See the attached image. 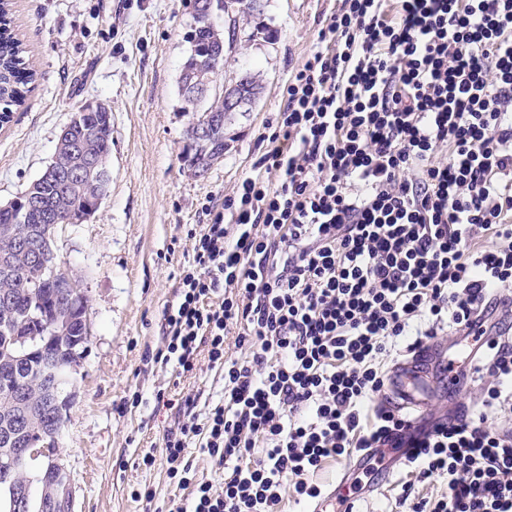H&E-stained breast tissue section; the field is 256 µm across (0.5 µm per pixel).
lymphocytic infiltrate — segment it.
I'll use <instances>...</instances> for the list:
<instances>
[{
  "label": "lymphocytic infiltrate",
  "mask_w": 512,
  "mask_h": 512,
  "mask_svg": "<svg viewBox=\"0 0 512 512\" xmlns=\"http://www.w3.org/2000/svg\"><path fill=\"white\" fill-rule=\"evenodd\" d=\"M318 39L255 171L189 229L162 312L153 362L187 374L204 354L224 372L203 415L156 394L167 475L188 486L192 446L232 467L177 512L321 497L327 460L402 436L386 365L512 297V0H341ZM494 328L466 368L479 408L422 431L408 460L446 488L407 512H512V431L493 427L512 415V323Z\"/></svg>",
  "instance_id": "1"
}]
</instances>
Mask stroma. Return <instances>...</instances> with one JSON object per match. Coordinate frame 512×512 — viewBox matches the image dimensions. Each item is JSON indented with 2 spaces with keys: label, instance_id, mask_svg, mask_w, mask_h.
<instances>
[{
  "label": "stroma",
  "instance_id": "35a3bbf8",
  "mask_svg": "<svg viewBox=\"0 0 512 512\" xmlns=\"http://www.w3.org/2000/svg\"><path fill=\"white\" fill-rule=\"evenodd\" d=\"M338 7V0H259L224 54L225 78L253 76L259 93L252 105L226 113L224 156L199 176L184 162L192 122L180 92L193 22L186 0H9L35 80L0 124V205L44 172L79 106L103 101L112 109L108 192L89 219L59 226L55 239L62 269L79 277L89 300L88 343L59 447L73 512H169L189 498L167 477L160 453L168 419L154 396L199 395L202 413L220 398L224 373L204 356L192 375L144 356L162 345V311L192 255L188 229L205 223L204 205L221 204L252 172L292 73ZM135 392L142 404L121 411ZM149 451L158 455L150 468L140 463ZM407 486L427 496L443 483L419 480L396 460L386 482L359 498L357 512H402ZM147 487L156 492L149 504L135 496Z\"/></svg>",
  "mask_w": 512,
  "mask_h": 512
}]
</instances>
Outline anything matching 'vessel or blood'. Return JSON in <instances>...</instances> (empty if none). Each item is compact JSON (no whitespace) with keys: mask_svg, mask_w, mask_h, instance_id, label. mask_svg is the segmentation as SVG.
Instances as JSON below:
<instances>
[{"mask_svg":"<svg viewBox=\"0 0 512 512\" xmlns=\"http://www.w3.org/2000/svg\"><path fill=\"white\" fill-rule=\"evenodd\" d=\"M478 350L474 336L458 340L451 356L437 355L433 347L424 345L406 358L398 361L387 377L386 397L383 406L387 411L417 421L437 389H446L454 400L463 397V386L455 372L449 371V359L456 356L472 359ZM369 455H362L347 465L348 475L341 478L327 498L317 504L313 512H353L354 503L347 498L350 473H359L371 468Z\"/></svg>","mask_w":512,"mask_h":512,"instance_id":"b4317fda","label":"vessel or blood"}]
</instances>
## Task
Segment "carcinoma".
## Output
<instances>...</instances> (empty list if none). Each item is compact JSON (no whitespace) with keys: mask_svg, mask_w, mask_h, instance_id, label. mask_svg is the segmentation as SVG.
<instances>
[{"mask_svg":"<svg viewBox=\"0 0 512 512\" xmlns=\"http://www.w3.org/2000/svg\"><path fill=\"white\" fill-rule=\"evenodd\" d=\"M236 6L233 19L219 30L200 20L187 33L190 52L183 72L196 75L224 73V44H233L240 31V21L256 9V0H217ZM34 78L33 70L24 57L21 43L11 36L6 23L4 0H0V112L8 114L21 105L28 85ZM186 111L197 120L207 113L223 116L226 106L219 98L203 100L184 93ZM111 115L87 105L76 110L64 127L65 140L72 145H89L99 163L108 164L112 150ZM224 155V121L210 127L209 137L203 141L191 138L185 154V163L191 169L211 165ZM21 204L0 209V243L10 231H38L43 225L63 222L71 211H83L93 205L95 191L66 182L61 174L44 172L19 195ZM0 290L8 292L12 304L0 306V469L7 467L11 445L7 431L25 421L29 406L18 397L22 389L28 391L36 404L46 406L52 399L48 388L34 387L40 360L50 356L60 362H77L79 350L87 341L88 304L71 300V293L62 287L60 278L50 279L39 269H17L10 273L0 270ZM71 311L72 322L66 341L49 335L45 318L58 311ZM31 336L32 357L26 367L14 370L15 335Z\"/></svg>","mask_w":512,"mask_h":512,"instance_id":"obj_1","label":"carcinoma"}]
</instances>
